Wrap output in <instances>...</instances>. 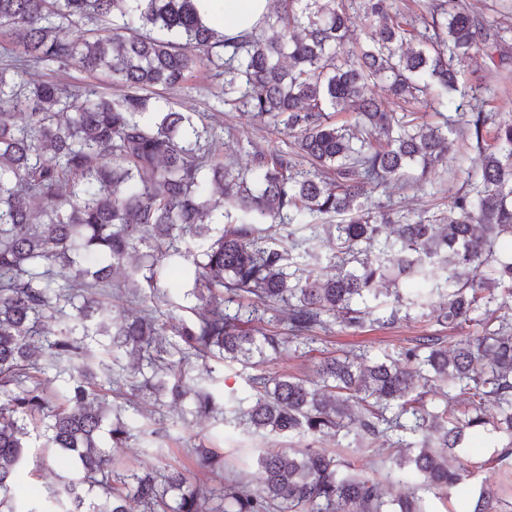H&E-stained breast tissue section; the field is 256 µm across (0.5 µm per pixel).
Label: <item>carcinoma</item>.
Returning <instances> with one entry per match:
<instances>
[{
	"label": "carcinoma",
	"instance_id": "1",
	"mask_svg": "<svg viewBox=\"0 0 512 512\" xmlns=\"http://www.w3.org/2000/svg\"><path fill=\"white\" fill-rule=\"evenodd\" d=\"M356 3L367 33L351 49ZM430 15L412 18L398 0H271L254 31L229 38L203 22L196 0H0V57L11 59L0 67V491L25 468L31 438L80 472L49 490L44 507L21 511L4 496L0 512H422L309 447L258 456L259 484L230 481L222 510L175 467L113 470L131 427L108 393L128 384L156 400L189 397L196 416L214 417L223 400L194 382L192 358L253 368L255 356L297 350L338 318L363 327L371 311L357 302L383 293L393 297L391 321L438 298L456 327L484 310L482 331L452 345L420 336L381 360L331 356L317 382L252 377L251 404L237 401L249 429L342 432L360 445L386 438L406 449L393 460L397 482L420 478L445 499L471 474L455 465L466 435L490 426L507 437L502 457L512 455V323L497 316L512 305L491 309L496 297L484 295L500 287L512 298V118L486 110L478 88L457 97L454 69L498 43L501 27L457 0H435ZM53 64L105 73L117 93L31 72ZM210 67L224 77L215 106L254 113L294 138L298 156L249 141V163L226 164L210 153L213 125L156 96ZM375 80L397 109L364 95ZM431 110L443 122L429 121ZM457 125L473 129L482 156L467 173L473 189L432 214L367 205L392 183L432 182ZM284 224L323 230L336 273L304 260L299 240L271 235ZM187 234L202 241L190 319L153 309L128 317L103 300L117 274L134 298L139 280L156 287L188 260L178 246ZM281 302L288 332L256 326ZM122 357L132 363L117 373ZM73 358L81 364L49 398L44 375ZM426 387L442 404L421 402ZM456 390L467 395L462 409L450 403ZM195 453L204 471L224 467L213 449ZM469 512H502L500 500L482 490Z\"/></svg>",
	"mask_w": 512,
	"mask_h": 512
}]
</instances>
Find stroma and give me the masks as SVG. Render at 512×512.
I'll use <instances>...</instances> for the list:
<instances>
[{"label":"stroma","instance_id":"obj_1","mask_svg":"<svg viewBox=\"0 0 512 512\" xmlns=\"http://www.w3.org/2000/svg\"><path fill=\"white\" fill-rule=\"evenodd\" d=\"M462 6L472 13L496 19L502 23L503 39L490 48L488 54H479L456 60L454 67L462 89L480 85L494 90L496 98L491 105L497 112L512 113V0H460ZM220 77L214 71L203 70L193 79L192 89H167L163 95L171 107L182 112L212 113V122L217 134L211 144L212 153L224 161L245 163L240 148L246 142L270 148L281 145L282 134L268 128L263 122L242 109L224 107L213 112L212 90L220 84ZM456 153L441 168V176L424 191L391 187L384 193H376L375 201L388 202L398 210L408 212L419 208H442L448 203L450 194L456 192L464 182L467 172L475 170L481 163V155L475 147V140L469 130L454 132ZM193 286L192 277L180 269H172L166 277L158 279L156 288H142L141 297L136 301L120 300L118 307L127 316H136L144 308H159L168 311L177 306L195 305V298L188 291ZM391 309L379 306L376 320L367 322L364 328L353 330L342 324H334L330 331L320 333L314 342L299 351H286L268 355L261 365L263 373L288 374L300 378H312L320 362L328 356L344 352L379 355L395 352L410 346L417 336L434 334L446 340L456 339L458 332L441 321L436 306L416 308L396 322H389ZM254 371L237 364H230L215 358H196L192 361L193 377L206 381L213 389L224 390L236 397L251 399L253 391L248 384ZM234 405H227L223 417L199 418L192 416L188 405L165 404L154 406L151 418L131 415L132 437L125 448L116 454L118 472L139 468L146 460H153L155 466L168 465L197 473L196 449L220 448L224 451V471L212 476L208 485L222 490L225 483L236 474H245L248 480L258 481L260 472L255 464L258 455L275 453L289 446L288 437L260 436L252 434L240 425L234 413ZM309 447L329 453L340 454L348 462L368 461L369 473L385 478L392 470V451L384 439L368 442L364 454H356L348 448L345 438L321 436L308 439ZM502 439L486 432L468 438L458 451L463 464L481 462L482 467L468 476L466 481L452 489L448 500L436 498L419 479H409L401 484L403 493L418 497L425 512H463L468 502L480 490L494 493L502 503L503 512H512V457L500 455ZM26 483L29 494L27 505L43 503L49 488L60 479L75 477L73 464L66 457L41 460L38 449H30L29 464L26 468Z\"/></svg>","mask_w":512,"mask_h":512}]
</instances>
